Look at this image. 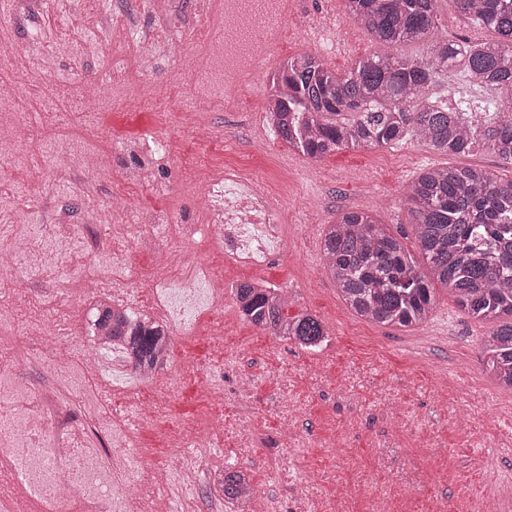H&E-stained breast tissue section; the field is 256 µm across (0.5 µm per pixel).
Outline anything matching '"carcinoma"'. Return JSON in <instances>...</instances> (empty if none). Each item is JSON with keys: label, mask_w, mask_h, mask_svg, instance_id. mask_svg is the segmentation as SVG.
Masks as SVG:
<instances>
[{"label": "carcinoma", "mask_w": 512, "mask_h": 512, "mask_svg": "<svg viewBox=\"0 0 512 512\" xmlns=\"http://www.w3.org/2000/svg\"><path fill=\"white\" fill-rule=\"evenodd\" d=\"M346 2L372 43H428V57L374 51L342 75L318 55L289 57L270 79L268 118L275 135L313 160L345 148L416 139L444 155L486 145L512 164V111H499L491 96L480 101L483 122L473 131L462 117L472 111L469 99L449 103L432 92L455 73L480 91L512 94V0H456L465 18L494 33L471 44L439 36L437 0ZM405 202L425 272L367 211L345 212L327 225L324 269L348 306L374 323L417 326L434 307L435 280L473 317H512V180L481 167L428 166L409 184ZM236 302L245 321L304 348H317L325 338L315 317L288 315V300L274 287L243 283ZM93 310L96 321L87 335L99 350L120 347L138 367H159L167 355L166 328L102 302ZM483 350L494 381L512 390V320L489 330ZM251 481L248 470L228 466L219 488L225 500L240 506L251 502Z\"/></svg>", "instance_id": "1"}]
</instances>
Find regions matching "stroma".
<instances>
[{"label":"stroma","mask_w":512,"mask_h":512,"mask_svg":"<svg viewBox=\"0 0 512 512\" xmlns=\"http://www.w3.org/2000/svg\"><path fill=\"white\" fill-rule=\"evenodd\" d=\"M217 8L218 0H186L161 25L140 13L137 27L159 26L164 38L153 60L143 65L131 40L105 37L77 17H59L56 0H35L30 12L18 15L12 0H0V48L25 37L32 58L38 59L54 42L69 46L50 75L35 76L30 93L11 108L15 120L34 128L42 147L101 150L151 136L169 139L173 157L171 167L159 172L158 190L123 180L119 163L88 193L74 179L50 176L48 194L29 222L40 243L60 245L62 262L55 269H39L31 259L20 261L29 307L12 313L5 341L24 350V328L53 312L69 314L70 335H81L88 306L75 293L83 275L111 272L116 258L153 271L159 260L152 238L159 234L192 251V241L180 228L206 223L207 216L194 204L190 172L247 175L267 194L282 226V256L259 269L233 266L215 247L201 259L224 270L229 281L260 280L287 290L289 315L315 316L326 325L329 341L310 351L252 326L242 319L233 296L211 301L210 283L196 301L183 303V283L171 276L166 309L148 313L159 323L170 315L187 325L172 336L169 386L151 390L143 382L125 384L107 374L97 394L99 404L115 412L141 394L155 397L157 422L138 436L145 501L161 495L150 481L152 471L179 454L199 458L206 471L228 464L247 469L271 512H374L380 504L386 512H512V391L499 389L486 372L482 339L491 321L462 311L441 286L425 323L404 328L364 320L324 274L321 244L325 225L339 213L365 210L418 254L403 198L420 168L481 166L510 180L512 165L486 147L464 156L436 155L414 139L395 148L345 149L311 160L268 128L269 88L263 79L238 91L237 111L203 114L212 138L184 150L179 115L188 109L196 76L169 53L166 42L181 41L194 52V30L213 26ZM437 16L448 40L491 36L464 21L455 0H438ZM95 41L103 60L80 69V46ZM374 49L347 14L344 0H295L266 65L273 71L288 57L308 52L342 73ZM85 79L96 80L110 98L107 109L76 111V88ZM145 81L156 89L147 106L155 125L147 135L124 123L133 111L124 98ZM51 96L61 109L71 110L68 124H57L55 113L45 111ZM27 175L23 157L0 160V240L15 230ZM134 202L149 228L131 241L106 238L107 226L126 223L121 209ZM63 208L74 213L73 222L45 223V216ZM186 359L197 361L195 376H180ZM212 384L224 392V430L198 455L181 436L209 434L215 413L208 391Z\"/></svg>","instance_id":"1"}]
</instances>
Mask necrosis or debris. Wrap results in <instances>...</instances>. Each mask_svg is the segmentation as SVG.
<instances>
[{"mask_svg": "<svg viewBox=\"0 0 512 512\" xmlns=\"http://www.w3.org/2000/svg\"><path fill=\"white\" fill-rule=\"evenodd\" d=\"M252 14L246 0H223L224 33L197 35L200 59L221 57L226 70L252 61L256 52L248 33ZM112 163L111 154L89 153L73 161L67 149H57L48 165L29 173L27 201L41 202L48 190V173L89 180ZM195 201L209 216L188 234H199L200 248L218 245L238 262L263 265L282 244L280 224L269 217V199L246 176H211L195 185ZM67 327L49 317L32 336V354L52 376L49 385L32 383L19 368L0 370V400L13 404L0 414V469L13 478L14 492L0 495V512H133L138 486L134 455L115 461L102 452L98 438L111 432L123 447H132L129 431L101 407L85 412L83 423L67 420L63 411L70 393L91 396L99 381L101 355L94 347H65ZM44 439L35 447L33 436Z\"/></svg>", "mask_w": 512, "mask_h": 512, "instance_id": "1", "label": "necrosis or debris"}]
</instances>
